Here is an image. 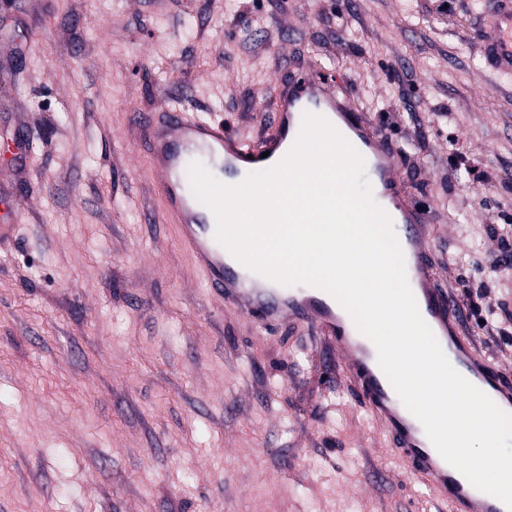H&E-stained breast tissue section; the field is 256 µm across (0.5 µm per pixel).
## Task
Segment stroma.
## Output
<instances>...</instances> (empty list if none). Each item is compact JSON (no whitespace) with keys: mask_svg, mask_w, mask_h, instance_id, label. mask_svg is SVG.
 Returning <instances> with one entry per match:
<instances>
[{"mask_svg":"<svg viewBox=\"0 0 512 512\" xmlns=\"http://www.w3.org/2000/svg\"><path fill=\"white\" fill-rule=\"evenodd\" d=\"M488 0H0V141L30 121L0 245V512H438L305 331L225 313L164 223L132 109L257 132L277 73L323 64L405 149L442 285L485 281L512 213V78ZM457 142H449V134ZM492 174L476 181L453 153ZM465 330L512 368V325ZM480 50L495 75L512 76V1L489 2L479 28ZM11 161L7 167L0 166V203L4 207L0 213L1 243L11 241L16 233L17 216L25 204L22 189L28 181L27 166L13 158Z\"/></svg>","mask_w":512,"mask_h":512,"instance_id":"35a3bbf8","label":"stroma"}]
</instances>
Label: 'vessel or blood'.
<instances>
[{
    "instance_id": "obj_1",
    "label": "vessel or blood",
    "mask_w": 512,
    "mask_h": 512,
    "mask_svg": "<svg viewBox=\"0 0 512 512\" xmlns=\"http://www.w3.org/2000/svg\"><path fill=\"white\" fill-rule=\"evenodd\" d=\"M480 50L495 74L512 76V0H490L479 28ZM270 120L249 137L224 120L184 108L162 107L134 116V141L147 164L165 223L175 225L211 296L225 311L262 329H304L335 349L338 364L363 409L385 430L389 451L448 512H504L448 464L422 424L400 400L378 363L377 349L350 314L326 291L305 286L281 290L277 282L242 265L215 238L212 211L192 193L189 165L203 159L221 183L235 185L272 167L293 147L305 113L324 117L363 156L376 203L399 224L406 274L422 318L453 367L512 413V369L483 354L462 328L465 308L440 283L429 251L427 208L410 191L406 154L372 116L357 107L344 81L321 65L301 76L276 79L268 101ZM26 165L0 166V242L11 241L25 204Z\"/></svg>"
}]
</instances>
